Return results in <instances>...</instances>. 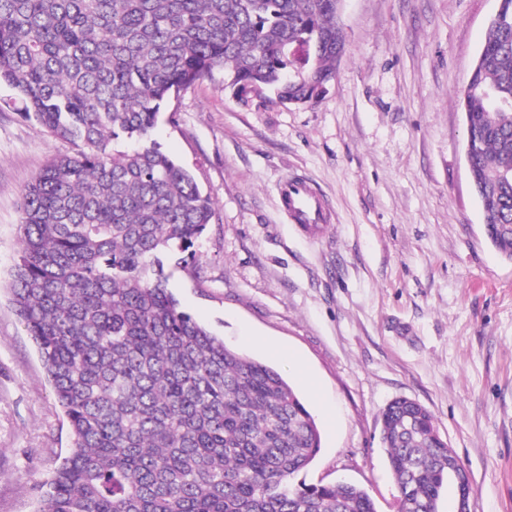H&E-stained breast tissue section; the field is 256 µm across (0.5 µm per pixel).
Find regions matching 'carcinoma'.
Segmentation results:
<instances>
[{
  "mask_svg": "<svg viewBox=\"0 0 512 512\" xmlns=\"http://www.w3.org/2000/svg\"><path fill=\"white\" fill-rule=\"evenodd\" d=\"M340 12L341 0H0V85L75 146L26 186L11 272L73 441L38 512H377L357 485L299 478L320 450L313 415L277 370L179 307L170 279L214 206L152 139L173 96L218 74L236 95L317 99L343 56ZM457 102L487 239L512 260V0H498ZM381 443L400 512H439L462 466L433 414L391 402Z\"/></svg>",
  "mask_w": 512,
  "mask_h": 512,
  "instance_id": "1",
  "label": "carcinoma"
}]
</instances>
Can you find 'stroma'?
I'll return each instance as SVG.
<instances>
[{
    "label": "stroma",
    "mask_w": 512,
    "mask_h": 512,
    "mask_svg": "<svg viewBox=\"0 0 512 512\" xmlns=\"http://www.w3.org/2000/svg\"><path fill=\"white\" fill-rule=\"evenodd\" d=\"M496 9L344 0V55L316 101H242L205 80L153 132L215 208L170 280L181 307L298 393L321 435L306 481L357 484L378 512L398 510L380 444L396 398L434 414L470 512H512V262L485 237L455 102ZM11 96L0 86V512H37L72 436L8 288L24 189L74 146ZM293 176L329 205L322 235L279 210Z\"/></svg>",
    "instance_id": "stroma-1"
}]
</instances>
